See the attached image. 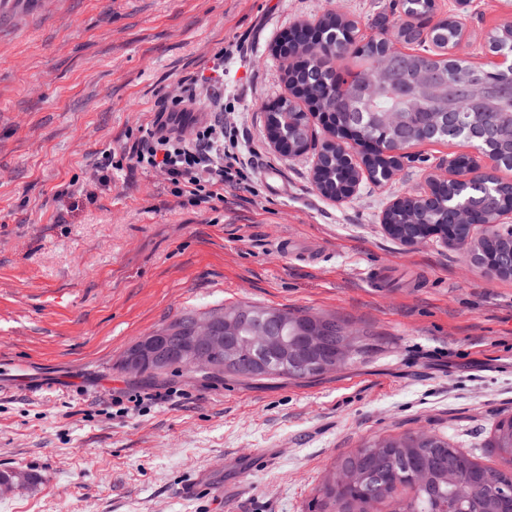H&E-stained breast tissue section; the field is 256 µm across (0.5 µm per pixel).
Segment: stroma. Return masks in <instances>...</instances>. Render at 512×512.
Masks as SVG:
<instances>
[{"mask_svg": "<svg viewBox=\"0 0 512 512\" xmlns=\"http://www.w3.org/2000/svg\"><path fill=\"white\" fill-rule=\"evenodd\" d=\"M390 0H0V471L36 485L0 512H309L333 462L371 436L444 432L487 466L512 414V280L441 242L406 248L389 203L419 192L464 142L423 143L388 182L336 202L318 146L288 158L265 135L287 92L280 36L332 10L394 25ZM491 66L506 0H436ZM224 61V109L248 141V179L194 204L161 176L94 177L123 159L179 81ZM287 250H278V243ZM335 316L378 337L361 362L295 380L147 379L120 369L140 337L232 303ZM172 391L129 414L116 395ZM268 455L253 469L247 455ZM199 486L187 498L182 489Z\"/></svg>", "mask_w": 512, "mask_h": 512, "instance_id": "obj_1", "label": "stroma"}]
</instances>
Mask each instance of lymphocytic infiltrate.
<instances>
[{"mask_svg":"<svg viewBox=\"0 0 512 512\" xmlns=\"http://www.w3.org/2000/svg\"><path fill=\"white\" fill-rule=\"evenodd\" d=\"M193 94L180 92L166 120L145 129L134 143L132 166L163 173L174 191L207 202L223 200L225 186L239 183L246 147L238 126L224 118V96L213 92L210 117L194 118Z\"/></svg>","mask_w":512,"mask_h":512,"instance_id":"f902f5d3","label":"lymphocytic infiltrate"}]
</instances>
